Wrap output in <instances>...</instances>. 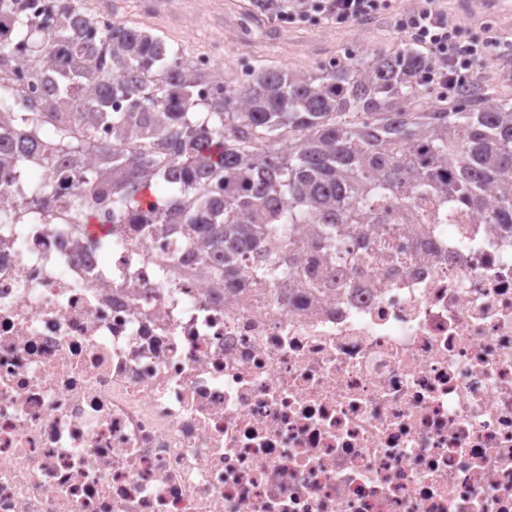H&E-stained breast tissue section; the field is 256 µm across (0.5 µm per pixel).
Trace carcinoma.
<instances>
[{"mask_svg":"<svg viewBox=\"0 0 512 512\" xmlns=\"http://www.w3.org/2000/svg\"><path fill=\"white\" fill-rule=\"evenodd\" d=\"M253 2L270 16L288 11V0ZM50 3L59 17L51 30L28 18L23 0H0V58L21 48L49 84L40 107L23 98L16 112L0 97V166L30 177L32 162L13 142L22 128L64 147L73 168L28 184V197L72 210L78 238H91L93 204L105 199L148 230L178 227L224 292L239 294L245 266L316 291L297 264L305 232L323 241L326 266L358 250L394 266V214L426 240L444 207L450 224L462 216L512 228V103L466 84L451 101L412 111L431 65L421 50L314 73L266 68L201 102L196 88L224 83L223 71L200 72L182 49L122 21L94 32L84 0ZM115 97L126 111L112 110ZM99 125L112 129L111 142ZM89 155L101 163H83ZM160 181L177 191L162 212L140 202Z\"/></svg>","mask_w":512,"mask_h":512,"instance_id":"cac0c4a2","label":"carcinoma"}]
</instances>
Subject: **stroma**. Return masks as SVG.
I'll return each mask as SVG.
<instances>
[{
	"label": "stroma",
	"instance_id": "35a3bbf8",
	"mask_svg": "<svg viewBox=\"0 0 512 512\" xmlns=\"http://www.w3.org/2000/svg\"><path fill=\"white\" fill-rule=\"evenodd\" d=\"M419 0H393L389 13L369 21L308 20L281 28L250 7V0H124L120 17L162 36L189 53H204L215 38L224 40L220 62L224 82L241 83L240 70L275 67L289 72H313L335 61L362 55H385L411 46L405 23ZM461 0H434V8L462 23L467 36L490 34L512 40V28L494 17L476 21ZM495 98L512 101V63L494 54L470 77Z\"/></svg>",
	"mask_w": 512,
	"mask_h": 512
}]
</instances>
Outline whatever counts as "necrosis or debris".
I'll return each mask as SVG.
<instances>
[{
  "label": "necrosis or debris",
  "instance_id": "1",
  "mask_svg": "<svg viewBox=\"0 0 512 512\" xmlns=\"http://www.w3.org/2000/svg\"><path fill=\"white\" fill-rule=\"evenodd\" d=\"M24 56L0 85L40 100ZM0 225V512H512V232L248 297L111 206Z\"/></svg>",
  "mask_w": 512,
  "mask_h": 512
}]
</instances>
